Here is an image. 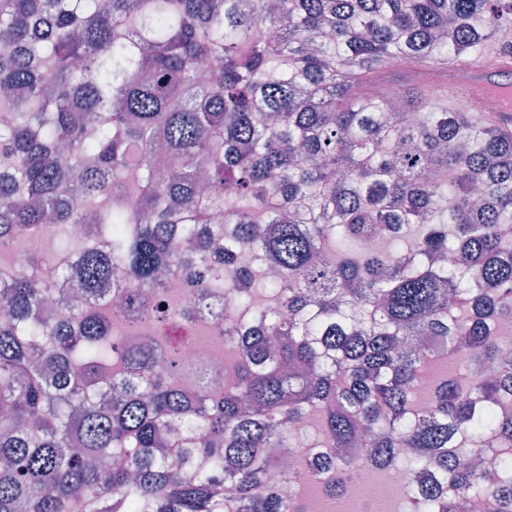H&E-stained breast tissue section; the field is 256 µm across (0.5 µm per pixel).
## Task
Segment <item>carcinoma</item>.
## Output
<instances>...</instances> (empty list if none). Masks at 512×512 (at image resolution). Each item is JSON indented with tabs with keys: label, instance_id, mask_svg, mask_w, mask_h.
<instances>
[{
	"label": "carcinoma",
	"instance_id": "1",
	"mask_svg": "<svg viewBox=\"0 0 512 512\" xmlns=\"http://www.w3.org/2000/svg\"><path fill=\"white\" fill-rule=\"evenodd\" d=\"M510 30L512 0H0V266L57 236L83 298L0 269V512H307L264 479L314 418L332 500L358 442L430 472L407 512H512V125L448 106ZM164 269L201 315L236 295L220 389L154 344L188 323Z\"/></svg>",
	"mask_w": 512,
	"mask_h": 512
}]
</instances>
